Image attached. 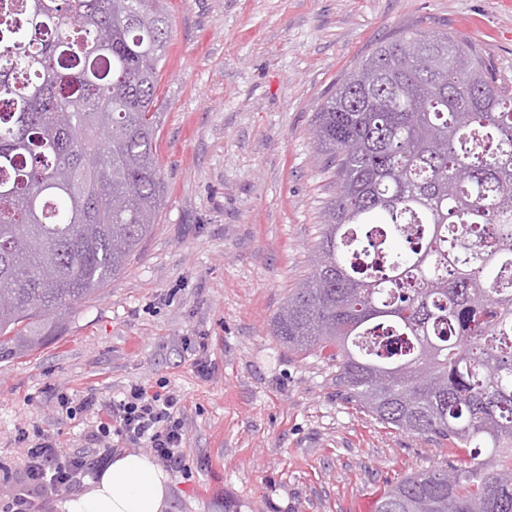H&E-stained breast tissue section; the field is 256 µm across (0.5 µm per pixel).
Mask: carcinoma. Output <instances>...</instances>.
I'll list each match as a JSON object with an SVG mask.
<instances>
[{
  "mask_svg": "<svg viewBox=\"0 0 512 512\" xmlns=\"http://www.w3.org/2000/svg\"><path fill=\"white\" fill-rule=\"evenodd\" d=\"M168 27L165 0L0 14V359L52 339L153 232ZM314 141L336 196L272 335L329 351L378 423L471 449L375 512H512V89L472 45L408 32L348 73Z\"/></svg>",
  "mask_w": 512,
  "mask_h": 512,
  "instance_id": "carcinoma-1",
  "label": "carcinoma"
}]
</instances>
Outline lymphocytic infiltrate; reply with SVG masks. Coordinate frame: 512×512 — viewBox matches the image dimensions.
<instances>
[{"label": "lymphocytic infiltrate", "instance_id": "1", "mask_svg": "<svg viewBox=\"0 0 512 512\" xmlns=\"http://www.w3.org/2000/svg\"><path fill=\"white\" fill-rule=\"evenodd\" d=\"M56 403L70 417L93 414L86 446L67 453L51 435L19 430L17 441L25 449L19 466L0 464V487L6 490L0 498V512H32L36 498L79 484L112 456L116 437L149 449L170 471L186 472L183 398L167 381H157L152 388L132 384L122 396L105 404L92 396L76 399L65 392L57 393Z\"/></svg>", "mask_w": 512, "mask_h": 512}]
</instances>
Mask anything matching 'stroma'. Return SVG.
Returning a JSON list of instances; mask_svg holds the SVG:
<instances>
[{
  "label": "stroma",
  "mask_w": 512,
  "mask_h": 512,
  "mask_svg": "<svg viewBox=\"0 0 512 512\" xmlns=\"http://www.w3.org/2000/svg\"><path fill=\"white\" fill-rule=\"evenodd\" d=\"M155 155L165 191L125 272L75 304L59 338L0 360V463L41 430L84 447L55 393L109 401L164 378L183 397L189 475L166 512H354L406 475L467 451L385 428L345 401L323 354L272 320L312 271L336 192L315 115L387 37L437 30L477 44L512 86V0H167ZM203 338L201 376L184 337Z\"/></svg>",
  "instance_id": "35a3bbf8"
}]
</instances>
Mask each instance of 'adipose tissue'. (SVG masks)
<instances>
[{
	"instance_id": "ef3b65f1",
	"label": "adipose tissue",
	"mask_w": 512,
	"mask_h": 512,
	"mask_svg": "<svg viewBox=\"0 0 512 512\" xmlns=\"http://www.w3.org/2000/svg\"><path fill=\"white\" fill-rule=\"evenodd\" d=\"M170 478L142 453L115 456L84 490L68 496L63 512H165Z\"/></svg>"
}]
</instances>
